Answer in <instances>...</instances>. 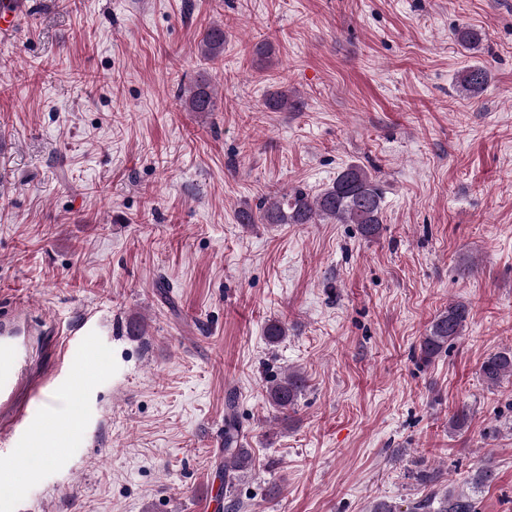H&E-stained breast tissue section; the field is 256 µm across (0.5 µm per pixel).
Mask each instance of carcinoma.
<instances>
[{
	"label": "carcinoma",
	"instance_id": "carcinoma-1",
	"mask_svg": "<svg viewBox=\"0 0 512 512\" xmlns=\"http://www.w3.org/2000/svg\"><path fill=\"white\" fill-rule=\"evenodd\" d=\"M201 55L210 61L224 54V26L213 24L206 30L200 44ZM489 72L485 66L474 65L466 69L459 78L462 93L475 96L488 82ZM184 104L191 112H214L216 100L208 76L199 75L187 88L180 91ZM383 193L370 172L359 165H350L340 172L336 180L321 192L312 195L297 188L280 196H262L255 206H245L236 213L240 224H355L362 236L372 238L380 233L383 214ZM469 318L468 306L456 301L448 304L432 320L428 332L420 342L423 360L429 362L448 344L462 336ZM267 341L274 345L287 336L285 325L271 320L265 327ZM480 376L490 386L512 377V349L489 355L482 363ZM306 389L304 375L296 370L286 375H273L266 385L268 404L282 415L295 409L298 399ZM239 426L233 412L224 417V483L253 470L251 454L238 447ZM407 478L427 487L422 496L408 502L402 511L385 500L370 505L369 512H476L474 497L437 487V478L425 471H409ZM496 479L495 470L486 465L472 473L467 485L477 492Z\"/></svg>",
	"mask_w": 512,
	"mask_h": 512
}]
</instances>
